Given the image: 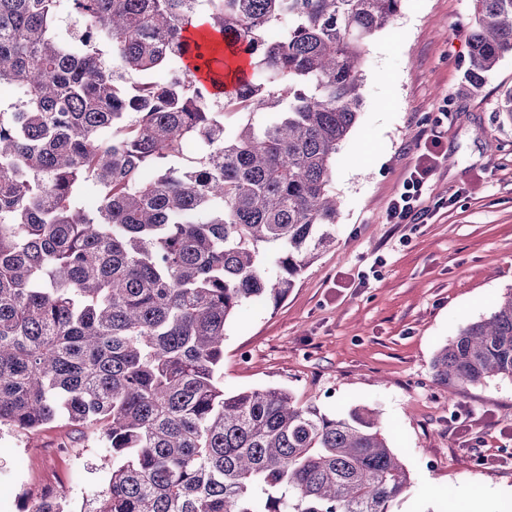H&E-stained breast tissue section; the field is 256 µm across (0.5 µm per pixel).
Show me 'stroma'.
Instances as JSON below:
<instances>
[{"label":"stroma","mask_w":512,"mask_h":512,"mask_svg":"<svg viewBox=\"0 0 512 512\" xmlns=\"http://www.w3.org/2000/svg\"><path fill=\"white\" fill-rule=\"evenodd\" d=\"M475 0H402L372 39L363 104L333 171L336 243L278 302L244 306L224 338V389L287 390L328 414L375 408L412 485L392 512H512V381L448 393L432 360L512 288V53L479 92L463 82ZM447 123L438 124L442 110ZM436 127L421 224L387 211ZM99 426L60 419L32 438L0 428V512L53 492L88 512L109 480Z\"/></svg>","instance_id":"stroma-1"}]
</instances>
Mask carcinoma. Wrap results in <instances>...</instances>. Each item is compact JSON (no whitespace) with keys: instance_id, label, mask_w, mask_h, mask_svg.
Returning <instances> with one entry per match:
<instances>
[{"instance_id":"cac0c4a2","label":"carcinoma","mask_w":512,"mask_h":512,"mask_svg":"<svg viewBox=\"0 0 512 512\" xmlns=\"http://www.w3.org/2000/svg\"><path fill=\"white\" fill-rule=\"evenodd\" d=\"M476 2L474 92L512 52V0ZM401 3L68 0L64 38L61 0H0V427L104 425L90 512H391L409 488L375 410L224 391L233 316L336 242L333 168ZM432 370L512 380V289Z\"/></svg>"}]
</instances>
